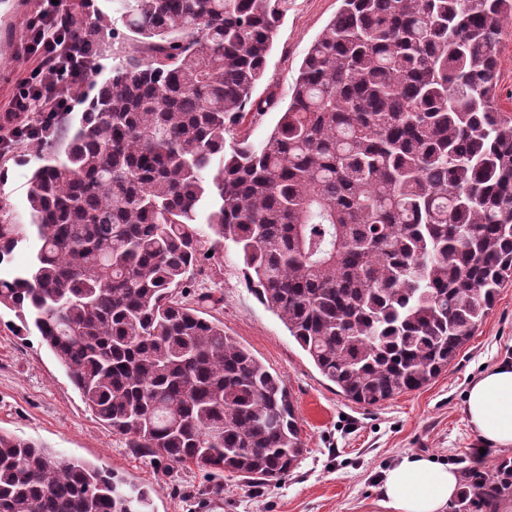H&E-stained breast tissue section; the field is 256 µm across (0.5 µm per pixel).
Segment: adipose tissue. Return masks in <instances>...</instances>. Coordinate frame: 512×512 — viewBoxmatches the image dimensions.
<instances>
[{"label":"adipose tissue","instance_id":"adipose-tissue-1","mask_svg":"<svg viewBox=\"0 0 512 512\" xmlns=\"http://www.w3.org/2000/svg\"><path fill=\"white\" fill-rule=\"evenodd\" d=\"M465 412L481 447H512V361L493 365L472 381ZM463 479L458 466L407 455L384 471L377 504L383 512H447Z\"/></svg>","mask_w":512,"mask_h":512}]
</instances>
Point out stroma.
Listing matches in <instances>:
<instances>
[{
    "label": "stroma",
    "instance_id": "35a3bbf8",
    "mask_svg": "<svg viewBox=\"0 0 512 512\" xmlns=\"http://www.w3.org/2000/svg\"><path fill=\"white\" fill-rule=\"evenodd\" d=\"M40 0H0V109L36 66L21 42V26ZM340 0H286L265 76L254 96L276 107L252 116L241 128L253 143L264 142L288 104L298 69ZM86 21L110 20L99 41L95 80L110 77L111 31L121 28L115 0H88ZM35 158L0 156V196L17 214L27 210ZM242 260L233 244L221 245L192 280L196 294L212 293L206 312L286 383L307 448L284 477L249 483L227 474L183 469L128 448L83 403L64 369L37 334H17L14 313L0 309V431L44 444L60 459H81L149 489L154 512H382L376 503L382 471L415 453L469 469L476 435L465 416L470 382L489 367L512 359V282L504 284L474 336L447 371L429 385L374 406L352 403L317 369L281 320L246 287Z\"/></svg>",
    "mask_w": 512,
    "mask_h": 512
}]
</instances>
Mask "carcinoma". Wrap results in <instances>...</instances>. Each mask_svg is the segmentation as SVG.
I'll use <instances>...</instances> for the list:
<instances>
[{
  "label": "carcinoma",
  "mask_w": 512,
  "mask_h": 512,
  "mask_svg": "<svg viewBox=\"0 0 512 512\" xmlns=\"http://www.w3.org/2000/svg\"><path fill=\"white\" fill-rule=\"evenodd\" d=\"M133 51L45 148L39 246L0 279L95 417L128 447L255 481L305 452L281 377L181 300L224 242L324 377L376 405L448 369L512 279V0H341L267 141L255 99L277 0H118ZM25 228L0 197V264ZM0 512H152L148 490L0 432ZM498 94L502 105L512 109V25L503 28L499 44Z\"/></svg>",
  "instance_id": "1"
}]
</instances>
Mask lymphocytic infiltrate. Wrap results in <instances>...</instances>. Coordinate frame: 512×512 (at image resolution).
<instances>
[{
    "mask_svg": "<svg viewBox=\"0 0 512 512\" xmlns=\"http://www.w3.org/2000/svg\"><path fill=\"white\" fill-rule=\"evenodd\" d=\"M77 0H42L23 27L22 43L38 66L20 82L9 104L13 112L37 113L36 121L24 126V134L43 136L52 132L61 113L74 109L70 84L94 73L97 50L91 42L74 36L71 19Z\"/></svg>",
    "mask_w": 512,
    "mask_h": 512,
    "instance_id": "1",
    "label": "lymphocytic infiltrate"
}]
</instances>
